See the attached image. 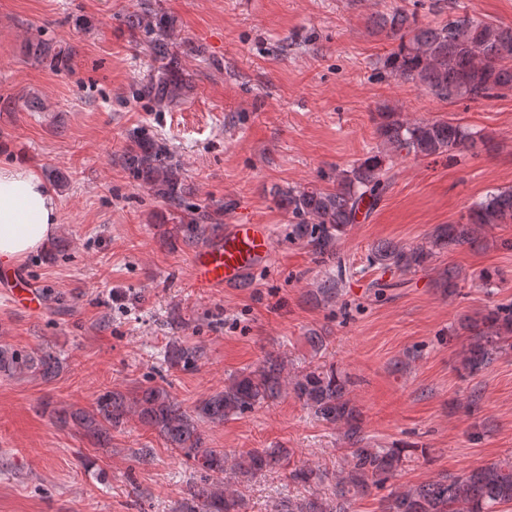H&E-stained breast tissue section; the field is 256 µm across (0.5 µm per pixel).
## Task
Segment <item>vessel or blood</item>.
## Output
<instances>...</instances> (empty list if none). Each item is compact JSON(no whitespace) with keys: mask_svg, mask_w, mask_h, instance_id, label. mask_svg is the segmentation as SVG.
<instances>
[{"mask_svg":"<svg viewBox=\"0 0 512 512\" xmlns=\"http://www.w3.org/2000/svg\"><path fill=\"white\" fill-rule=\"evenodd\" d=\"M271 252L269 225L243 222L226 225L219 239L191 257L192 286L208 293L236 284L246 274L266 265ZM4 275L11 285V298L21 308L32 312L41 310V295L29 285L22 271L8 269Z\"/></svg>","mask_w":512,"mask_h":512,"instance_id":"b4317fda","label":"vessel or blood"}]
</instances>
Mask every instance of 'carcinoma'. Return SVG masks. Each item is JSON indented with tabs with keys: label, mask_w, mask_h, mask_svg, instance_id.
I'll list each match as a JSON object with an SVG mask.
<instances>
[{
	"label": "carcinoma",
	"mask_w": 512,
	"mask_h": 512,
	"mask_svg": "<svg viewBox=\"0 0 512 512\" xmlns=\"http://www.w3.org/2000/svg\"><path fill=\"white\" fill-rule=\"evenodd\" d=\"M126 23L135 33L149 34V48L157 68L138 89V96L159 106L188 97L192 85L172 52L173 20L149 13H133ZM377 32L397 41L385 57L382 70L394 78L423 88L437 99L456 103L477 101L512 91V27H504L466 12H453L436 24L419 21L416 10L395 5L378 14ZM49 65L68 67L70 54L64 50H43ZM376 132L383 151L368 155L336 171L331 188L278 189L275 195L290 219L288 237L301 242L323 262L335 260L337 243L346 229L357 223L361 208L375 206L386 193L390 176L386 160L403 154L431 157L488 149L489 139L445 119H408L401 111L388 108L377 114ZM124 164L152 193L163 198L179 215L176 238L188 247L208 242L223 234L224 209L209 210L187 203L193 194L180 168L168 160L166 145L139 132L130 134ZM499 224H512V189H497L473 202L463 221L442 224L421 245L381 243L371 249L368 262L383 271L417 274L428 268L443 249L487 238ZM345 267L323 273L315 297L326 304L342 296ZM460 272L447 268L433 280L437 288L454 295ZM464 329L469 342L463 351L459 371L470 378L486 369L499 353L512 348V303L497 304ZM199 346L173 339L165 358L172 367H188L202 357ZM61 361L49 351H19L0 346V374L50 379ZM354 381L336 368L316 366L293 372L281 354L269 352L258 367L235 375L224 390L201 400L187 411L161 385L141 387L133 392L113 390L98 398L91 409H56L55 418L72 424L95 445L105 446L111 431L137 420L177 450L193 468L200 481L187 486L175 512H240L237 491L224 482L227 471L253 476L276 466L288 470L297 483L319 482L326 475L318 468L297 465L287 448H263L231 455L222 448H208L202 425L222 424L265 403L291 394L318 419L343 430L346 444L344 466L336 472V504L322 499L288 501L281 512H350V501L374 490L386 488L405 467L408 456L402 448H379L365 437L361 411L351 397ZM512 505V462L490 463L459 475L441 474L416 484L393 487L380 498L381 512H500Z\"/></svg>",
	"instance_id": "obj_1"
}]
</instances>
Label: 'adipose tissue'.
Here are the masks:
<instances>
[{"label": "adipose tissue", "instance_id": "adipose-tissue-1", "mask_svg": "<svg viewBox=\"0 0 512 512\" xmlns=\"http://www.w3.org/2000/svg\"><path fill=\"white\" fill-rule=\"evenodd\" d=\"M58 222V198L33 168L0 165L1 263L21 262L45 248Z\"/></svg>", "mask_w": 512, "mask_h": 512}]
</instances>
